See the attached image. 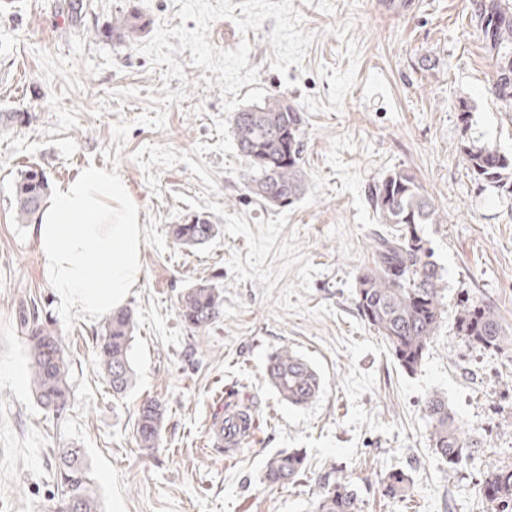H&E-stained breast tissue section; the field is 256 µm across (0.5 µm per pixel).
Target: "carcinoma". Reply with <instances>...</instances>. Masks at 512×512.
Listing matches in <instances>:
<instances>
[{"instance_id": "carcinoma-1", "label": "carcinoma", "mask_w": 512, "mask_h": 512, "mask_svg": "<svg viewBox=\"0 0 512 512\" xmlns=\"http://www.w3.org/2000/svg\"><path fill=\"white\" fill-rule=\"evenodd\" d=\"M472 16L477 18L478 38L488 55L495 59L496 78L491 93L502 104L512 105V8L505 0H473ZM145 29L139 13L131 11L116 22L121 38L136 43ZM26 112H0V128H17L28 123ZM234 135L239 156L254 172L250 192L265 203L276 199L286 207L303 193L302 168L305 116L288 100L272 95L260 105L240 110L234 116ZM472 178L512 194V155L489 144L462 143ZM48 189L46 172L37 167L21 171L13 186L14 220L30 224ZM368 198L383 224H398L394 235H377L373 243V266L363 268L356 278L355 306L361 320L381 336L391 356L406 372L413 373L424 359L444 315L442 274L428 242L417 232L419 224H439L438 207L415 175L406 169L390 172L368 188ZM217 225L203 215L185 224L172 226L174 241L184 248H195L212 241ZM224 303L218 287L200 281L180 296L179 316L190 331L200 335L211 326ZM17 320L26 335L30 358V381L40 405L57 417L67 413L71 400L68 361L61 339L52 324L43 318L36 302L22 307ZM458 335L471 347L495 353L512 346V333L501 323L496 309L482 302H467L456 311ZM134 330L133 313L128 308L106 317L97 346L99 364L113 395L122 396L134 381L130 347ZM265 371L283 400L305 406L320 393L321 379L303 358L286 347L273 353ZM429 440L438 457L453 466L474 461L480 443L467 436L462 423L439 394L425 401ZM165 414L163 403H143L135 421V439L145 449L155 448ZM304 454L295 449L280 451L266 462L264 482L270 485L294 480L304 466ZM56 482L64 489L50 512H65L74 500L76 512H100L89 487L88 467L79 448L58 449ZM322 493L313 512H359V497L340 468L333 467L321 477ZM389 498L410 495L413 479L403 469L391 470L381 480ZM490 512H512V467L491 471L478 488Z\"/></svg>"}]
</instances>
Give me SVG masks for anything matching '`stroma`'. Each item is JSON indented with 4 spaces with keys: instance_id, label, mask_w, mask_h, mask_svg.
Listing matches in <instances>:
<instances>
[{
    "instance_id": "1",
    "label": "stroma",
    "mask_w": 512,
    "mask_h": 512,
    "mask_svg": "<svg viewBox=\"0 0 512 512\" xmlns=\"http://www.w3.org/2000/svg\"><path fill=\"white\" fill-rule=\"evenodd\" d=\"M470 0H292L314 37L302 66L272 69L275 27L240 33L216 20L208 41L230 50L248 40L266 95L306 115V187L292 205L252 197V174L235 149L233 115L221 110L216 73L176 54L184 79H165L137 47L95 32L139 10L147 35L181 21L173 0H0V110L30 113L0 130V512H47L61 496L54 454L81 449L101 512H311L319 478L344 470L362 512H486L475 491L484 473L512 465V351L472 348L458 336L460 297L496 307L512 327V195L480 188L460 144L512 154V107L489 92L496 64L470 22ZM187 96L155 130L137 117L162 86ZM469 123L459 119L460 105ZM95 163L112 169L140 209V284L126 303L135 317V381L114 397L94 358L103 317L61 301L44 277L28 224L13 220L12 185L29 165L51 188ZM412 172L443 220L423 224L441 268L447 314L415 373L405 372L359 317L355 279L371 264L375 235L388 234L368 187ZM221 227L188 251L169 227L194 215ZM213 280L224 306L203 335L178 315L181 292ZM37 301L69 361L70 411L58 419L37 402L17 325ZM288 348L323 380L311 404L282 400L265 376L270 354ZM443 393L483 448L475 466L452 469L429 442L424 402ZM158 399L166 417L158 448H138L140 404ZM246 407L259 422L240 448H220L215 423ZM299 449L294 481L267 485L269 456ZM414 481L406 499L381 492L386 472Z\"/></svg>"
}]
</instances>
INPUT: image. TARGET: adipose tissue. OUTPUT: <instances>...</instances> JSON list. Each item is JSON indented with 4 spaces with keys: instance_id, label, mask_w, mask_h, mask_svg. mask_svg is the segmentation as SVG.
Listing matches in <instances>:
<instances>
[{
    "instance_id": "adipose-tissue-1",
    "label": "adipose tissue",
    "mask_w": 512,
    "mask_h": 512,
    "mask_svg": "<svg viewBox=\"0 0 512 512\" xmlns=\"http://www.w3.org/2000/svg\"><path fill=\"white\" fill-rule=\"evenodd\" d=\"M33 236L62 301L91 316L122 307L142 277L140 210L110 169L90 166L37 212Z\"/></svg>"
}]
</instances>
